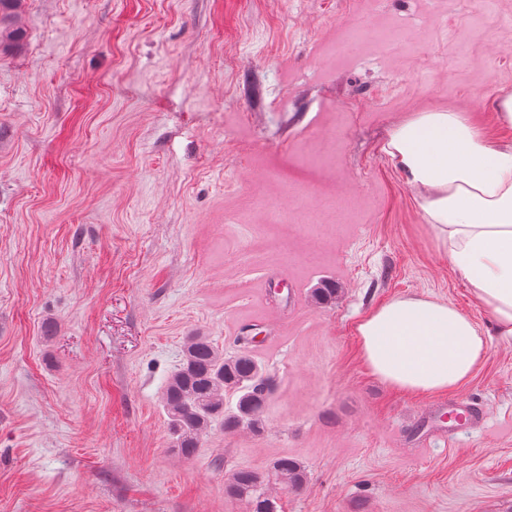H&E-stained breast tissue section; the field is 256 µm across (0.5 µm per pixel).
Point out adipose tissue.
Here are the masks:
<instances>
[{
  "label": "adipose tissue",
  "instance_id": "obj_1",
  "mask_svg": "<svg viewBox=\"0 0 512 512\" xmlns=\"http://www.w3.org/2000/svg\"><path fill=\"white\" fill-rule=\"evenodd\" d=\"M385 152L414 189L439 251L512 339V140L494 142L463 113L398 123ZM368 370L411 394L450 393L473 375L487 340L455 306L429 297L388 300L356 326Z\"/></svg>",
  "mask_w": 512,
  "mask_h": 512
}]
</instances>
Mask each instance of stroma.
Here are the masks:
<instances>
[{"label": "stroma", "mask_w": 512, "mask_h": 512, "mask_svg": "<svg viewBox=\"0 0 512 512\" xmlns=\"http://www.w3.org/2000/svg\"><path fill=\"white\" fill-rule=\"evenodd\" d=\"M508 16L512 0H21L23 36L0 43V512H249L228 478L281 457L307 482L277 512H512V340L384 151L438 108L506 137ZM413 295L487 339L455 392L394 390L361 360L359 318ZM192 334L277 388L262 433L212 427L186 459L161 396ZM461 400L484 427L426 428Z\"/></svg>", "instance_id": "stroma-1"}]
</instances>
